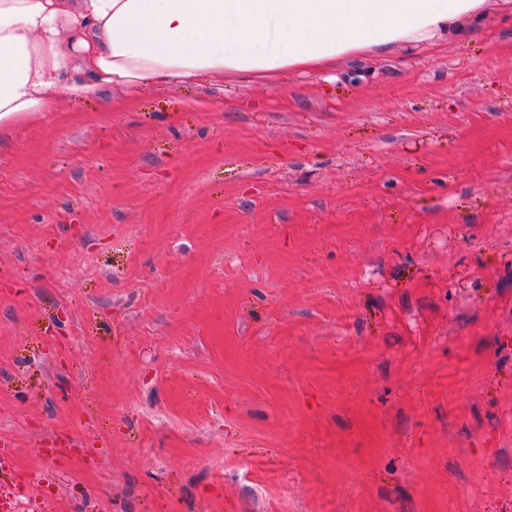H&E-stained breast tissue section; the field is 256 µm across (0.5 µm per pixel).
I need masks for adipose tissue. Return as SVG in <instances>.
Here are the masks:
<instances>
[{
  "mask_svg": "<svg viewBox=\"0 0 512 512\" xmlns=\"http://www.w3.org/2000/svg\"><path fill=\"white\" fill-rule=\"evenodd\" d=\"M485 0H0V126L149 81L254 78L422 43Z\"/></svg>",
  "mask_w": 512,
  "mask_h": 512,
  "instance_id": "1",
  "label": "adipose tissue"
}]
</instances>
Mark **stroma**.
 <instances>
[{
	"label": "stroma",
	"instance_id": "35a3bbf8",
	"mask_svg": "<svg viewBox=\"0 0 512 512\" xmlns=\"http://www.w3.org/2000/svg\"><path fill=\"white\" fill-rule=\"evenodd\" d=\"M484 10L431 51L0 128L17 512L512 507V21Z\"/></svg>",
	"mask_w": 512,
	"mask_h": 512
}]
</instances>
